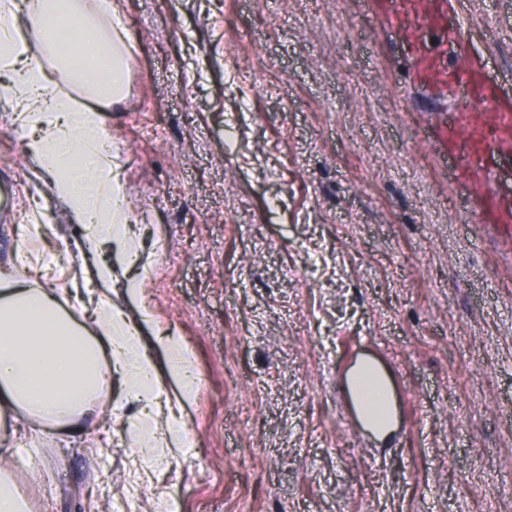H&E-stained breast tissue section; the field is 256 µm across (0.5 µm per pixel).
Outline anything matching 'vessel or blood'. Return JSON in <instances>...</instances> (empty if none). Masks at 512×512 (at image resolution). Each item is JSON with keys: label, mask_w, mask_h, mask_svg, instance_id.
I'll use <instances>...</instances> for the list:
<instances>
[{"label": "vessel or blood", "mask_w": 512, "mask_h": 512, "mask_svg": "<svg viewBox=\"0 0 512 512\" xmlns=\"http://www.w3.org/2000/svg\"><path fill=\"white\" fill-rule=\"evenodd\" d=\"M371 8L398 34L414 86L452 103L434 133L452 181L474 202V223L512 240V194L502 190L499 168L512 161V91L470 57L458 0H372Z\"/></svg>", "instance_id": "1"}]
</instances>
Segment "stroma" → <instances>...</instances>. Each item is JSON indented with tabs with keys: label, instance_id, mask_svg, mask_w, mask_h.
<instances>
[{
	"label": "stroma",
	"instance_id": "obj_1",
	"mask_svg": "<svg viewBox=\"0 0 512 512\" xmlns=\"http://www.w3.org/2000/svg\"><path fill=\"white\" fill-rule=\"evenodd\" d=\"M458 2L472 51L512 77V0ZM118 3L139 64L102 119L139 262L108 240L81 254L85 226L0 97V270L84 325L86 280L139 322L190 445L143 457V404L113 365L75 430L25 421L0 462L29 512H512V245L468 222L428 132L441 114L368 0ZM366 356L392 382L385 442L345 387ZM157 338L172 354V371L183 381V398L190 399L198 383V376L193 372L191 361L183 355L179 339L169 336L168 331L161 328L156 332Z\"/></svg>",
	"mask_w": 512,
	"mask_h": 512
}]
</instances>
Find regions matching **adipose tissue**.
<instances>
[{
	"mask_svg": "<svg viewBox=\"0 0 512 512\" xmlns=\"http://www.w3.org/2000/svg\"><path fill=\"white\" fill-rule=\"evenodd\" d=\"M14 0H0V69L10 72L21 97L34 101L30 126L40 137L24 149L47 171L57 172V196L75 222L96 223L83 248L99 236L127 245L130 220L123 185L106 168L110 135L99 115L125 94L126 61L116 39L126 32L115 0H33L27 16L42 57L32 56L18 27ZM80 87L87 105L52 91V76ZM95 330L63 312L51 291L16 278L0 280V409L58 431H70L89 415L105 382L102 361L113 356L137 399L160 402L155 367L144 351L140 327L107 302H99Z\"/></svg>",
	"mask_w": 512,
	"mask_h": 512,
	"instance_id": "ef3b65f1",
	"label": "adipose tissue"
}]
</instances>
